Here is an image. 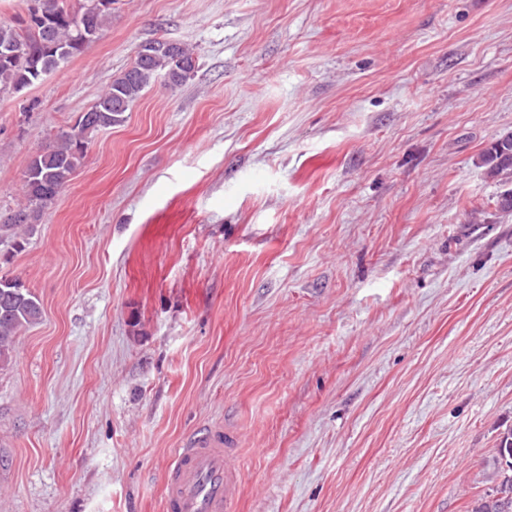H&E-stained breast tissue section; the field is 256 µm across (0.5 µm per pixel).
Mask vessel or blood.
Masks as SVG:
<instances>
[{
    "mask_svg": "<svg viewBox=\"0 0 512 512\" xmlns=\"http://www.w3.org/2000/svg\"><path fill=\"white\" fill-rule=\"evenodd\" d=\"M229 429L196 431L180 448L165 477V512H233L241 482Z\"/></svg>",
    "mask_w": 512,
    "mask_h": 512,
    "instance_id": "1",
    "label": "vessel or blood"
}]
</instances>
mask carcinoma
Wrapping results in <instances>:
<instances>
[{
    "mask_svg": "<svg viewBox=\"0 0 512 512\" xmlns=\"http://www.w3.org/2000/svg\"><path fill=\"white\" fill-rule=\"evenodd\" d=\"M114 0L79 7L69 0H31L29 19L0 22V92L18 93L81 54L98 37L112 14ZM196 68L194 52L186 45L156 39L142 44L132 65L115 77L98 101L81 113L74 125L32 155L22 174L25 202L0 220V232L21 246L24 236L64 190L82 165L89 135L120 125L142 92L162 77L171 87L181 85ZM492 177L512 175V135L495 141L482 155ZM42 314L39 298L18 277H0V367L12 357L16 335ZM500 488L472 512H512V430L498 448Z\"/></svg>",
    "mask_w": 512,
    "mask_h": 512,
    "instance_id": "obj_1",
    "label": "carcinoma"
}]
</instances>
